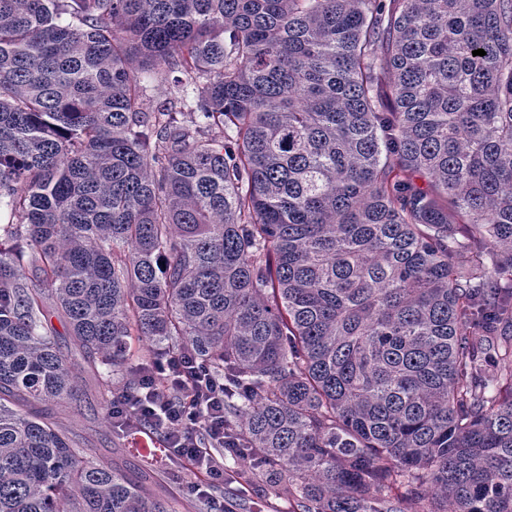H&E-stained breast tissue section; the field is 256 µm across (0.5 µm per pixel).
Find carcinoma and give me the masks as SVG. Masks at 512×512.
<instances>
[{"instance_id":"obj_1","label":"carcinoma","mask_w":512,"mask_h":512,"mask_svg":"<svg viewBox=\"0 0 512 512\" xmlns=\"http://www.w3.org/2000/svg\"><path fill=\"white\" fill-rule=\"evenodd\" d=\"M2 214L0 512L183 507L53 420L52 312L117 397L191 350L297 512H512V0H0Z\"/></svg>"}]
</instances>
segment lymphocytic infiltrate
<instances>
[{
	"label": "lymphocytic infiltrate",
	"mask_w": 512,
	"mask_h": 512,
	"mask_svg": "<svg viewBox=\"0 0 512 512\" xmlns=\"http://www.w3.org/2000/svg\"><path fill=\"white\" fill-rule=\"evenodd\" d=\"M138 383L146 391V402L136 419L154 421L187 470L223 478L224 462L214 454L215 449L232 447L224 433L223 378L187 350L152 362Z\"/></svg>",
	"instance_id": "obj_1"
}]
</instances>
